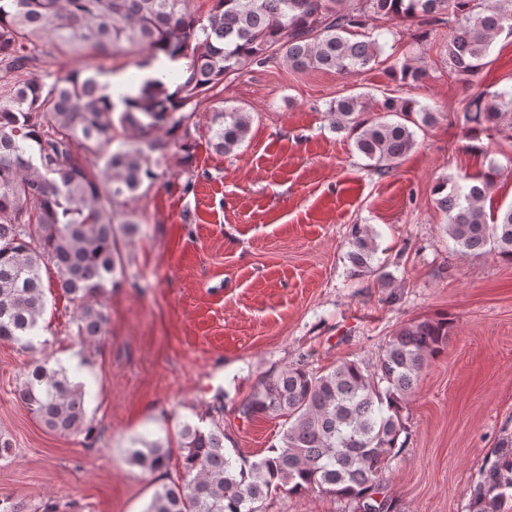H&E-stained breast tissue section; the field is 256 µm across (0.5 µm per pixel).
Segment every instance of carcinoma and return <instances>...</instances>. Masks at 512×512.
<instances>
[{
	"label": "carcinoma",
	"instance_id": "obj_1",
	"mask_svg": "<svg viewBox=\"0 0 512 512\" xmlns=\"http://www.w3.org/2000/svg\"><path fill=\"white\" fill-rule=\"evenodd\" d=\"M205 15L187 0H0V340L34 347L42 318V265L56 269V287L78 302L77 334L96 343L108 326L101 301L121 264L119 234L137 221H117V209L154 180V154L167 143L164 128L183 131L184 110L198 98L217 100L211 119L214 149L231 152L250 132L252 117L224 107V83L254 66L282 60L297 71L358 73L378 62L383 34L377 21L450 26L448 69L473 76L487 64L501 35L512 37V0H211ZM55 51L109 58L147 53L184 61L142 79L139 93L113 100L93 73L72 71L48 81L32 69ZM406 85L426 70L407 62L392 69ZM365 96L330 106L333 124L356 131L355 147L384 175L415 146L410 125L427 126L434 113L388 98L396 121L366 120ZM512 128V91L472 99L463 112L474 136L503 121ZM125 132L116 140V128ZM494 167L465 184H440L437 205L454 246L494 253L512 262V206L488 212ZM353 275L373 272V230L354 225L347 254ZM446 317L411 321L397 330L374 361L346 359L325 370L299 361L264 376L239 413L282 418L280 445L259 460L224 447V429L185 421L178 448L136 440L128 460L150 473L178 461L177 477L160 485L145 512H261L282 489L318 491L342 499L351 512H391L382 469L406 425L403 404L430 359L448 346ZM85 386L63 366L33 365L18 389L20 401L50 431L88 436ZM471 512H512V437L501 440L471 490Z\"/></svg>",
	"mask_w": 512,
	"mask_h": 512
}]
</instances>
